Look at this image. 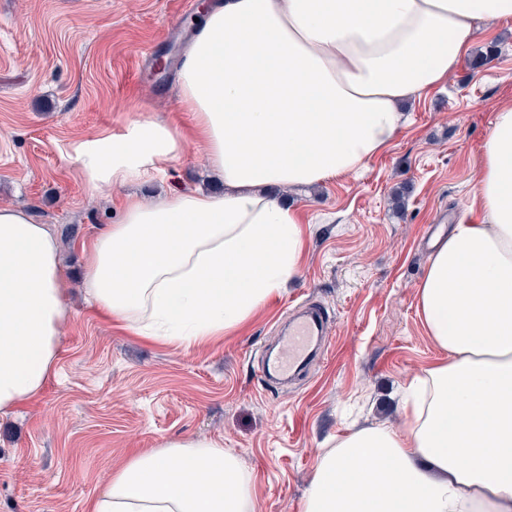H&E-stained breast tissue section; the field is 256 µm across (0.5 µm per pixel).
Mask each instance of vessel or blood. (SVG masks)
I'll return each mask as SVG.
<instances>
[{
	"mask_svg": "<svg viewBox=\"0 0 512 512\" xmlns=\"http://www.w3.org/2000/svg\"><path fill=\"white\" fill-rule=\"evenodd\" d=\"M326 319L316 308L300 306L288 320L278 349L281 379L291 378L298 368L310 361L324 344Z\"/></svg>",
	"mask_w": 512,
	"mask_h": 512,
	"instance_id": "vessel-or-blood-1",
	"label": "vessel or blood"
}]
</instances>
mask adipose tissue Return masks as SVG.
I'll list each match as a JSON object with an SVG mask.
<instances>
[{
	"mask_svg": "<svg viewBox=\"0 0 512 512\" xmlns=\"http://www.w3.org/2000/svg\"><path fill=\"white\" fill-rule=\"evenodd\" d=\"M512 0H212L179 74L211 195L129 196L93 240L82 287L130 334L186 344L237 329L297 273L302 219L275 189L356 174L441 88ZM185 139L130 121L73 147L86 188L161 175ZM442 360L403 393L408 428L361 427L319 458L302 512H512V106L494 115L470 218L419 283ZM67 315L48 225L0 205V421L52 375ZM253 484L210 438L113 471L86 512H251Z\"/></svg>",
	"mask_w": 512,
	"mask_h": 512,
	"instance_id": "adipose-tissue-1",
	"label": "adipose tissue"
}]
</instances>
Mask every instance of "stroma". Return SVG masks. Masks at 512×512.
<instances>
[{
	"label": "stroma",
	"mask_w": 512,
	"mask_h": 512,
	"mask_svg": "<svg viewBox=\"0 0 512 512\" xmlns=\"http://www.w3.org/2000/svg\"><path fill=\"white\" fill-rule=\"evenodd\" d=\"M183 0H0V204L58 235L68 318L54 374L0 424V512H85L112 470L164 441H223L254 481L253 512H300L322 453L353 426L407 429L403 389L441 359L418 315L439 213L472 206L497 109L512 105V21L495 24L487 65L461 63L407 105L408 124L359 174L283 190L303 219L299 270L236 332L185 346L122 331L84 300V246L130 193L222 191L187 139L165 175L90 193L79 141L129 121L172 120L176 62L194 32ZM406 207L395 213L394 191ZM333 316L327 348L296 384L264 386L259 359L293 308Z\"/></svg>",
	"instance_id": "1"
}]
</instances>
